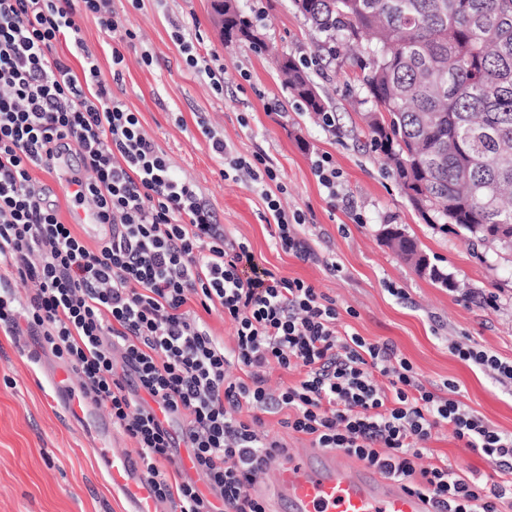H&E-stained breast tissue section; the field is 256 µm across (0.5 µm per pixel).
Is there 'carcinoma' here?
Instances as JSON below:
<instances>
[{"instance_id":"cac0c4a2","label":"carcinoma","mask_w":512,"mask_h":512,"mask_svg":"<svg viewBox=\"0 0 512 512\" xmlns=\"http://www.w3.org/2000/svg\"><path fill=\"white\" fill-rule=\"evenodd\" d=\"M336 53V36L365 40L360 82L380 115L368 136L427 224L454 225L469 242L512 252V0H293ZM224 34L252 41L233 0ZM285 84L319 115L328 99L293 58ZM418 264L416 243L387 238Z\"/></svg>"}]
</instances>
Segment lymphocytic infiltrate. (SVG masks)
Segmentation results:
<instances>
[{
  "instance_id": "lymphocytic-infiltrate-1",
  "label": "lymphocytic infiltrate",
  "mask_w": 512,
  "mask_h": 512,
  "mask_svg": "<svg viewBox=\"0 0 512 512\" xmlns=\"http://www.w3.org/2000/svg\"><path fill=\"white\" fill-rule=\"evenodd\" d=\"M84 12L117 35L112 67L120 69L121 45L135 34L119 30L112 0H0V266L36 286L26 303L0 289V326L42 337L76 371L134 441L157 500L174 512H214L219 503L224 512H266L244 488L287 452L263 421L278 413L313 447L375 468L433 512H499L512 499V434L426 389L393 345L340 333L335 299L259 266L245 243L227 237L195 184L113 95L96 57L81 50L75 70L56 55ZM211 149L225 177L260 193L277 245L317 261L292 230L306 217L273 195L265 157L235 156L216 137ZM71 150L84 169L70 177L73 198L92 201L109 228L94 247L61 221L31 175L56 171ZM213 311L232 322V346L202 320ZM275 367L297 381L270 390ZM159 408L180 432L164 426ZM445 426L498 481L480 485L444 461L423 465L433 430ZM181 446L208 493L169 471Z\"/></svg>"
}]
</instances>
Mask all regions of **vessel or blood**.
I'll use <instances>...</instances> for the list:
<instances>
[{"label": "vessel or blood", "instance_id": "1", "mask_svg": "<svg viewBox=\"0 0 512 512\" xmlns=\"http://www.w3.org/2000/svg\"><path fill=\"white\" fill-rule=\"evenodd\" d=\"M72 369L51 371L53 403L67 417L90 429L98 469L113 490L121 492L125 512H159V505L142 466L135 457L102 447L112 432L94 400L71 383ZM270 489L279 512H432L430 504L396 482L378 480L371 470L352 468L338 452L303 451L280 457L270 474Z\"/></svg>", "mask_w": 512, "mask_h": 512}]
</instances>
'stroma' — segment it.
Wrapping results in <instances>:
<instances>
[{"label": "stroma", "mask_w": 512, "mask_h": 512, "mask_svg": "<svg viewBox=\"0 0 512 512\" xmlns=\"http://www.w3.org/2000/svg\"><path fill=\"white\" fill-rule=\"evenodd\" d=\"M238 5L247 13L263 10L264 48L225 40L210 0H112L121 27L137 34L122 49L118 78L112 70V39L94 14H81L77 37L96 55L113 94L137 113L176 172L199 187L226 233L247 242L259 265L312 283L335 299L339 330L393 344L427 389L455 397L512 433V384L467 366L451 350L456 342L475 343L512 362V253L468 244L442 225L424 223L367 144L372 104L355 79V66L341 47L335 60L316 64L322 37L292 0H238ZM177 29L202 56L223 63V92L186 69L172 38ZM275 52L305 62L329 94L335 128L325 127L293 97L271 60ZM213 134L243 158L267 154L282 187L283 208L306 216L296 232L318 254V262L301 261L276 247L264 202L247 181L224 177V164L211 151ZM324 154L342 174L332 199L312 170ZM77 165V158L67 155L55 174L32 172L68 224L80 211L67 183ZM355 212L362 223H353ZM389 224L413 237L458 289L418 274L387 246L383 231ZM328 259L336 261L338 272L325 268ZM393 286L401 296L390 294ZM490 295L495 298L491 306L485 303ZM58 362L40 337L0 329V512H124L122 495L97 472L82 427L49 400L43 372ZM428 448L427 462H449L482 482L497 478L492 466L448 429H435Z\"/></svg>", "instance_id": "obj_1"}]
</instances>
